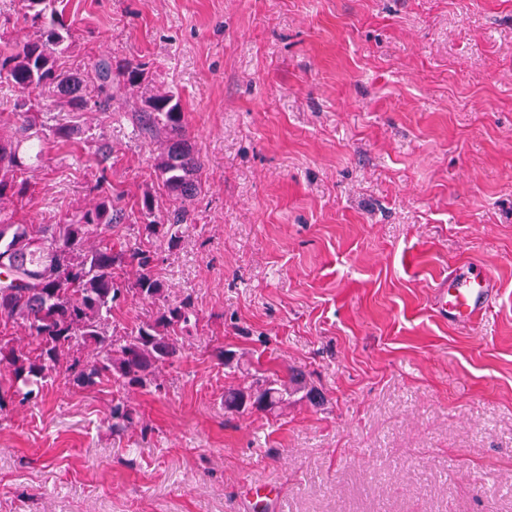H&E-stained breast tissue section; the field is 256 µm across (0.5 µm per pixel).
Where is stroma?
Returning <instances> with one entry per match:
<instances>
[{"label": "stroma", "mask_w": 512, "mask_h": 512, "mask_svg": "<svg viewBox=\"0 0 512 512\" xmlns=\"http://www.w3.org/2000/svg\"><path fill=\"white\" fill-rule=\"evenodd\" d=\"M67 62L179 92L203 163L192 225L152 243L199 320L145 417L58 379L0 414V512H512V0H67ZM123 207L157 143L124 100L33 173L16 217L91 205L101 149ZM480 264L499 292L449 324L432 290ZM304 370L323 404L225 413L241 371ZM137 410L124 396L117 395L112 398L108 419L111 421L112 433H124L135 423Z\"/></svg>", "instance_id": "35a3bbf8"}]
</instances>
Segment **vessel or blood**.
<instances>
[{
	"instance_id": "vessel-or-blood-1",
	"label": "vessel or blood",
	"mask_w": 512,
	"mask_h": 512,
	"mask_svg": "<svg viewBox=\"0 0 512 512\" xmlns=\"http://www.w3.org/2000/svg\"><path fill=\"white\" fill-rule=\"evenodd\" d=\"M496 293L497 282L490 272L478 266H460L437 284L433 306L449 322H470L488 309Z\"/></svg>"
}]
</instances>
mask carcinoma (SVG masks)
<instances>
[{
  "label": "carcinoma",
  "mask_w": 512,
  "mask_h": 512,
  "mask_svg": "<svg viewBox=\"0 0 512 512\" xmlns=\"http://www.w3.org/2000/svg\"><path fill=\"white\" fill-rule=\"evenodd\" d=\"M33 31L0 43V81L18 94L15 128H0V413L15 401L38 399L48 381L62 378L77 387L112 382L118 389L159 390L164 368L178 358L183 334L197 320L189 295L170 301L165 284L154 277L155 253L147 245L164 238L174 246L187 223L189 204L202 187L203 163L190 142L179 94L158 87L136 111V121L159 143L153 176L158 192L147 190L126 211L123 193L104 187L102 195L56 224L15 220L16 206L35 193L29 173L52 150L73 145L74 125L62 122L44 133L46 114L69 118L96 108L112 109V100L139 88L144 64L112 65L101 57L89 67L61 61L73 32L58 0H22ZM173 210L155 219L158 200ZM136 214L145 240L126 244L112 231ZM157 306L147 320L117 330L112 311L131 298ZM310 402L317 393L307 374L289 369L285 378L251 375L247 386L224 389V411L280 415L296 395ZM137 410L127 398H112L108 419L121 434L135 423Z\"/></svg>",
  "instance_id": "obj_1"
}]
</instances>
